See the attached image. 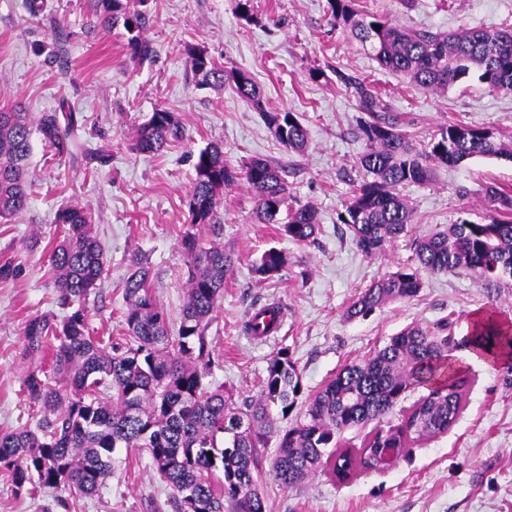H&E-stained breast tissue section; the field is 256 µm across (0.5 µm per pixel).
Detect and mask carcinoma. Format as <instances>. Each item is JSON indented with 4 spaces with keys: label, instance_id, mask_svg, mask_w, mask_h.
Wrapping results in <instances>:
<instances>
[{
    "label": "carcinoma",
    "instance_id": "carcinoma-1",
    "mask_svg": "<svg viewBox=\"0 0 512 512\" xmlns=\"http://www.w3.org/2000/svg\"><path fill=\"white\" fill-rule=\"evenodd\" d=\"M357 2L327 0L336 24L370 50L382 69L426 91L445 92L476 80L490 92L512 95L511 29H407L382 13L359 9ZM89 3L102 26L123 24L132 60L151 58L153 49L143 34L145 12L125 0ZM186 54L199 86H231L262 111L288 152L307 150L309 134L300 118L264 111L262 91L248 73L224 69L197 47H186ZM336 77L353 89L367 142L356 162L362 176L352 182L339 221L368 257L383 253L414 223L400 188L432 181L440 165L474 157L512 160L511 140L463 122L440 127L419 148L403 130L402 114L389 109L373 82L339 70ZM78 131L76 112L65 102L36 117L18 103L0 110L1 220L27 207L33 134L63 162L78 159ZM184 135L175 113L157 109L138 127L131 148L154 154ZM194 173L186 200L190 224L182 238L189 261L187 298L174 334L153 293L150 268L137 258L124 286L125 336L106 345L92 335L86 302L100 288L106 256L84 208L69 205L58 211L55 223L64 227V238L52 247L50 262L63 316L36 315L24 330L30 356L42 353L48 340L57 342L52 372L31 370L24 378L29 399L44 415L34 429L25 425L0 433V473L16 492L49 488L74 499L95 496L112 474L116 449L144 448L172 490L174 512H224L226 502L235 512H266L258 489L259 449L271 438L277 439L272 472L281 485L295 486L321 468L346 481L359 470L381 468L379 449L394 448L400 456L457 422L466 407L469 379L451 367L453 351L468 347L483 358H507L503 381L512 384V325L489 312L460 340L447 319L431 329L404 328L369 357L336 373L309 397L304 418L285 429L276 425L273 411L288 415L301 392L300 375L287 352L268 360L259 395L242 408L224 389H207L206 329L235 258L221 245L204 246L199 229L215 224L224 189L246 184L257 199L260 222L278 225L292 241L314 240L320 224L314 207L288 204V185L265 159L237 171L224 162L220 145L209 144L196 155ZM481 204L489 212L487 221L461 219L418 238L415 264L371 283L348 304L346 318L366 317L391 301L416 296L423 271L468 273L498 296L512 290V189L490 183ZM287 265L288 254L272 247L253 264V272L269 280ZM281 311L276 306L267 322L249 317L245 332L257 340L273 335ZM421 386L429 393L402 409L400 422L384 421L409 390ZM370 423L359 450L340 448L343 433ZM241 488L254 489L255 504L240 498Z\"/></svg>",
    "mask_w": 512,
    "mask_h": 512
}]
</instances>
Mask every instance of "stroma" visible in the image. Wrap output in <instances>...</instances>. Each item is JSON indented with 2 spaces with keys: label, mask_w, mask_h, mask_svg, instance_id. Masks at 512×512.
<instances>
[{
  "label": "stroma",
  "mask_w": 512,
  "mask_h": 512,
  "mask_svg": "<svg viewBox=\"0 0 512 512\" xmlns=\"http://www.w3.org/2000/svg\"><path fill=\"white\" fill-rule=\"evenodd\" d=\"M236 5L237 0H149L145 35L153 56L138 63L125 51L124 28L97 24L86 0H44L37 13L29 0H0V107L19 103L37 114L67 101L80 119L85 147L106 153L102 161L64 165L33 138L28 206L0 223V263L9 260L21 268L18 276L0 278V432L32 424L37 409L23 379L31 366L51 367V352L35 362L27 357L23 333L30 318L57 310L49 261L50 245L62 235L56 212L67 205L91 212L105 250L106 277L88 303L94 335L123 336L124 281L136 257L150 267L158 300L178 320L188 277L181 238L189 224L192 155L210 143L222 145L225 161L235 168L254 158L280 166L291 204L312 205L320 230L312 243L278 237L275 225L257 223V200L246 185L225 189L220 223L205 228L202 238L223 245L238 261L206 331L213 357L205 372L207 388L224 387L244 405L258 394L268 358L283 350L301 377L303 398L292 412L298 418L307 396L409 325L430 327L448 318L462 337L491 308L512 322V295L490 299L465 273L423 274L416 296L346 319L357 293L412 264L416 237L461 218L482 220L484 184L512 186V161L474 157L437 168L431 183L404 187L415 224L384 254L365 256L337 219L366 141L352 92L336 74L375 82L419 142L455 121L512 139V95L489 92L475 81L444 93L413 87L381 69L369 50L335 25L326 0H253L258 22L250 26L239 20ZM360 5L413 29H512V0ZM189 45L218 65L246 71L263 89L262 109L228 87L198 88L184 53ZM314 67L323 77L310 79ZM158 109L180 118L185 140L154 155L131 151L138 126ZM266 110L299 113L310 136L304 154L289 153L276 140L262 117ZM271 247L287 253L288 265L276 278L256 281L251 266ZM270 302L280 303L284 318L279 332L261 342L245 333L244 322L254 307ZM458 358L470 389L448 433L418 443L388 468L363 470L346 482L321 471L288 488L272 475L277 448L268 445L261 451L259 477L266 512H512V387L495 365L467 351ZM114 459L98 495L63 503L48 490L15 493L0 479V512H173L172 491L146 451L119 448Z\"/></svg>",
  "instance_id": "obj_1"
}]
</instances>
